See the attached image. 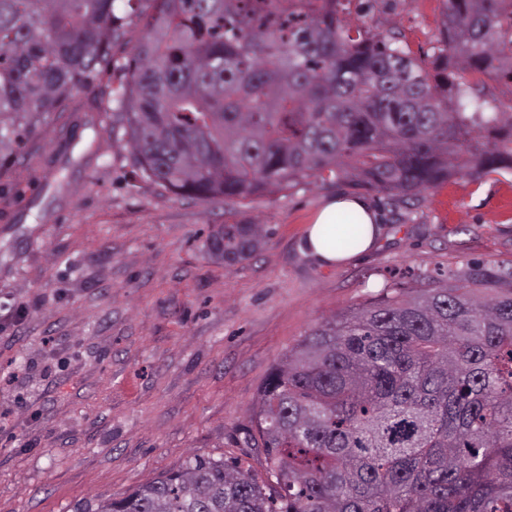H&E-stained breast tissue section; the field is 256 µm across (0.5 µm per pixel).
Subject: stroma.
Wrapping results in <instances>:
<instances>
[{
  "label": "stroma",
  "mask_w": 512,
  "mask_h": 512,
  "mask_svg": "<svg viewBox=\"0 0 512 512\" xmlns=\"http://www.w3.org/2000/svg\"><path fill=\"white\" fill-rule=\"evenodd\" d=\"M442 0H370L346 19L396 29L432 54ZM145 30L127 22L112 66L81 91L95 128L53 114L0 178V512H74L126 496L194 453L257 477L250 407L270 368L332 313L442 278L479 258L512 265V172L455 176L423 202L382 206L374 247L326 265L303 239L332 185L305 182L245 203L203 201L135 176L112 91ZM468 111L512 108V82L488 81ZM72 150L76 164L59 172ZM64 184H56L57 174ZM272 235L233 267L203 245L215 224Z\"/></svg>",
  "instance_id": "1"
}]
</instances>
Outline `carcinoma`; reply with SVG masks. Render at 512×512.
Here are the masks:
<instances>
[{
  "instance_id": "obj_1",
  "label": "carcinoma",
  "mask_w": 512,
  "mask_h": 512,
  "mask_svg": "<svg viewBox=\"0 0 512 512\" xmlns=\"http://www.w3.org/2000/svg\"><path fill=\"white\" fill-rule=\"evenodd\" d=\"M144 1L113 100L164 190L240 203L313 179L415 203L512 170V112L463 102L512 80V0H443L429 61L341 0H0V164L52 114L98 111L73 97ZM270 235L216 224L205 248L230 267ZM253 414L266 479L195 454L74 512H512V266L468 261L332 315L271 367Z\"/></svg>"
}]
</instances>
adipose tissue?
Segmentation results:
<instances>
[{"label":"adipose tissue","mask_w":512,"mask_h":512,"mask_svg":"<svg viewBox=\"0 0 512 512\" xmlns=\"http://www.w3.org/2000/svg\"><path fill=\"white\" fill-rule=\"evenodd\" d=\"M379 233L375 214L364 199L338 197L317 213L305 245L318 260L332 264L370 250Z\"/></svg>","instance_id":"obj_1"}]
</instances>
